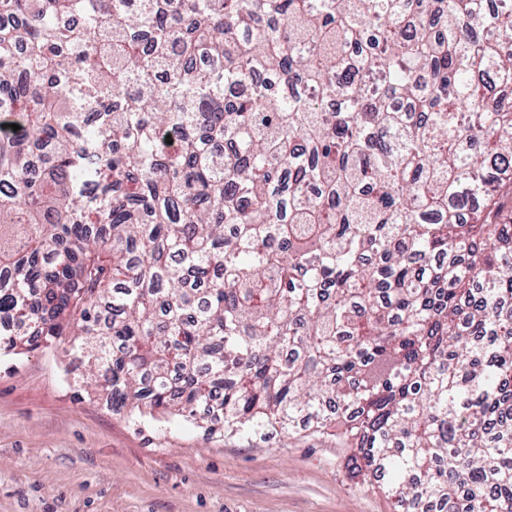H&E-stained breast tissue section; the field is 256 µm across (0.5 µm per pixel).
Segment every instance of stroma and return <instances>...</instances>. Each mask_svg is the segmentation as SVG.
Segmentation results:
<instances>
[{"mask_svg": "<svg viewBox=\"0 0 512 512\" xmlns=\"http://www.w3.org/2000/svg\"><path fill=\"white\" fill-rule=\"evenodd\" d=\"M83 373L62 343L0 357V512H392L335 439L132 418Z\"/></svg>", "mask_w": 512, "mask_h": 512, "instance_id": "1", "label": "stroma"}]
</instances>
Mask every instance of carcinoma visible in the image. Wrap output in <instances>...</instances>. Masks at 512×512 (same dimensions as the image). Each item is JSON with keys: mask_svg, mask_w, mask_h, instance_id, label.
<instances>
[{"mask_svg": "<svg viewBox=\"0 0 512 512\" xmlns=\"http://www.w3.org/2000/svg\"><path fill=\"white\" fill-rule=\"evenodd\" d=\"M486 73L512 86V0H0V354L63 342L132 416L332 437L395 512H512Z\"/></svg>", "mask_w": 512, "mask_h": 512, "instance_id": "obj_1", "label": "carcinoma"}]
</instances>
